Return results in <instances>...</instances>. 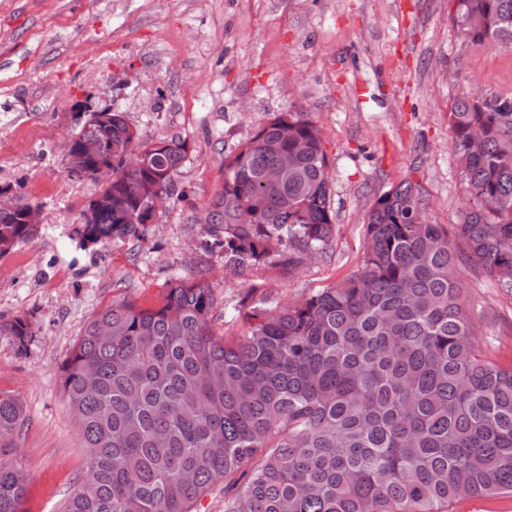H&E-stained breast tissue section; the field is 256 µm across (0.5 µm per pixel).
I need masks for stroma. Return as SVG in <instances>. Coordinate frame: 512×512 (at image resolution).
<instances>
[{
  "label": "stroma",
  "instance_id": "stroma-1",
  "mask_svg": "<svg viewBox=\"0 0 512 512\" xmlns=\"http://www.w3.org/2000/svg\"><path fill=\"white\" fill-rule=\"evenodd\" d=\"M452 10V0H0V185L41 210L34 237L0 257V317H28L34 331L22 354L0 337V390L28 417L10 456L25 512H62L87 468L61 366L112 301L152 306L171 281L198 282L216 300L215 334L235 341L252 307L281 309L359 269L368 213L391 186L417 185L430 223H462L448 112L463 95L512 89V48L473 46ZM107 105L143 140L178 136L189 151L141 240L85 246L75 230L99 187L70 176L65 140ZM289 110L319 125L336 235L317 256L241 271L204 247L202 219L225 154ZM463 280L477 344L512 364V294L471 272Z\"/></svg>",
  "mask_w": 512,
  "mask_h": 512
}]
</instances>
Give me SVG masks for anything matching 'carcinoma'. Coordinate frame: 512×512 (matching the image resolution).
I'll use <instances>...</instances> for the list:
<instances>
[{"mask_svg":"<svg viewBox=\"0 0 512 512\" xmlns=\"http://www.w3.org/2000/svg\"><path fill=\"white\" fill-rule=\"evenodd\" d=\"M475 46H512V0H454ZM472 211L454 238L419 216L402 182L365 224L362 266L281 310L253 308L237 342L214 335L209 289L175 280L154 307L123 301L85 326L61 390L87 448L62 512H197L222 483L224 512H448L466 497L512 495V365L474 341L462 273L512 294V94L467 95L448 112ZM112 162V208L77 230L84 245L137 241L146 186L173 194L188 153L156 149L125 113L86 123L78 140ZM280 182L266 181L283 156ZM207 234L238 268L316 255L336 232L320 130L274 112L224 156ZM22 210H0V257L30 240ZM27 349L26 317L0 337ZM22 402L0 391V512H23L26 483L4 457L24 431Z\"/></svg>","mask_w":512,"mask_h":512,"instance_id":"obj_1","label":"carcinoma"}]
</instances>
